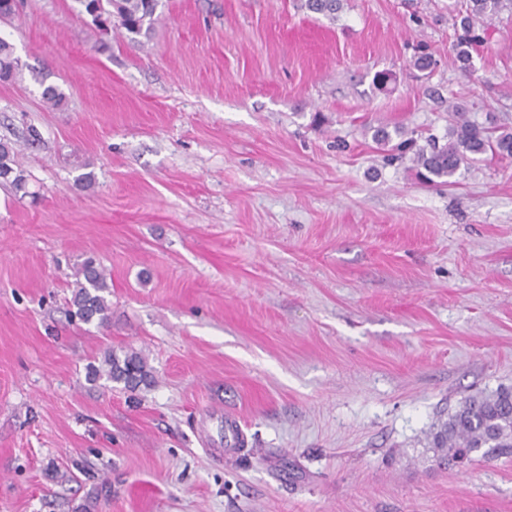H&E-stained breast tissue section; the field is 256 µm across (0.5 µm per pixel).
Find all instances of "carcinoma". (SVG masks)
Returning a JSON list of instances; mask_svg holds the SVG:
<instances>
[{
	"label": "carcinoma",
	"mask_w": 512,
	"mask_h": 512,
	"mask_svg": "<svg viewBox=\"0 0 512 512\" xmlns=\"http://www.w3.org/2000/svg\"><path fill=\"white\" fill-rule=\"evenodd\" d=\"M103 5L101 14L118 19L132 42L146 36L153 28L158 0H98ZM310 12L331 20L344 8V0H304ZM503 12L512 16V0H462L457 10L454 27V47L461 66L468 68L470 48L482 42L487 28L485 20ZM18 68L12 45L0 37V80L13 78ZM452 120L448 124L445 143L436 138L420 147L408 132L400 127L389 131L385 127L374 130L373 138L380 147L392 146L399 152H412V162L418 178L426 183L452 184V178L462 166L476 163L490 153L512 157V132L493 134L490 128L471 120L459 103L448 105ZM0 178L10 182L15 191L29 194L27 179L16 168L15 150L0 142ZM81 280L73 297L75 315L84 323L108 322L111 310L105 293L108 292L105 272L91 260L77 271ZM123 385L127 391L148 386L152 375L145 358L138 352L123 355L115 352L104 357L100 366H93L90 378H100ZM436 459L444 464L469 463L480 457L484 460L512 455V388L501 387L494 392H476L465 397L448 421L432 436Z\"/></svg>",
	"instance_id": "cac0c4a2"
}]
</instances>
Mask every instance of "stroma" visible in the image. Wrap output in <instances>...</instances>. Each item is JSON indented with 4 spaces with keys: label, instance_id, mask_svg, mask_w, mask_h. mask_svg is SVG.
<instances>
[{
    "label": "stroma",
    "instance_id": "stroma-1",
    "mask_svg": "<svg viewBox=\"0 0 512 512\" xmlns=\"http://www.w3.org/2000/svg\"><path fill=\"white\" fill-rule=\"evenodd\" d=\"M451 2L159 0L138 43L77 0L0 17V512H512V458L428 448L512 387V158L428 185L372 139L452 101L512 132V15L467 72ZM90 257L103 326L68 313ZM108 350L152 385L88 381ZM15 166V150L8 143L0 142V178L9 181L16 192H22V195L27 196V179Z\"/></svg>",
    "mask_w": 512,
    "mask_h": 512
}]
</instances>
